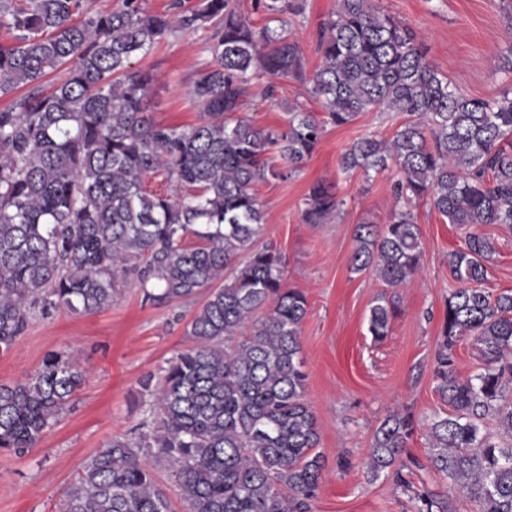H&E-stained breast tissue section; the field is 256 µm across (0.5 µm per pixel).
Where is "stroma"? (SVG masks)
Masks as SVG:
<instances>
[{
  "mask_svg": "<svg viewBox=\"0 0 512 512\" xmlns=\"http://www.w3.org/2000/svg\"><path fill=\"white\" fill-rule=\"evenodd\" d=\"M384 13L412 27L429 48V58L452 84L475 97L494 99L512 90V0H374ZM338 0H303L300 14L287 17L307 69L319 61V32L334 16ZM207 29L185 31L160 44L144 59L156 74L148 97L161 123L191 125L201 107L190 93L191 78L209 62ZM276 101L256 98L244 116L263 130L283 127L287 107L321 112L318 100L296 80L278 83ZM405 120L398 112H364L351 123L326 126L312 157L285 179L258 183L265 215L261 243L275 245L287 262V284L301 290L308 313L300 336L305 398L319 427L325 471L313 512H418L415 494L441 495L448 512H476V505L430 469V424L450 415L433 375L445 301L456 283L448 255L464 244L461 228L430 204L412 211L421 230L420 270L400 291L399 312L383 341L367 331L371 306L386 287L374 271L351 272L357 224H387L396 206V169L364 175L345 172L341 154L358 138L393 136ZM318 181L332 185L342 205L324 224H306L303 200ZM479 230L495 253L485 286L512 291V228L483 224ZM208 295L200 290L167 307L144 303L132 279H125L112 306L87 315L54 310L33 314L9 351L0 352V383L10 384L40 369L48 354L77 358L87 380L69 410L24 454L0 451V512H62L65 495L87 461L112 438L148 432L153 414L138 382L161 375L167 361L190 346L187 325ZM412 413L415 431L401 460L411 466V490L392 475H373L368 448L375 429L390 413Z\"/></svg>",
  "mask_w": 512,
  "mask_h": 512,
  "instance_id": "1",
  "label": "stroma"
}]
</instances>
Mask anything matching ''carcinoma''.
<instances>
[{
	"instance_id": "carcinoma-1",
	"label": "carcinoma",
	"mask_w": 512,
	"mask_h": 512,
	"mask_svg": "<svg viewBox=\"0 0 512 512\" xmlns=\"http://www.w3.org/2000/svg\"><path fill=\"white\" fill-rule=\"evenodd\" d=\"M256 8L287 15L301 4L256 0ZM201 27L210 30L212 60L193 74L191 94L203 115L186 127L159 123L147 107L155 74L131 64L172 34ZM0 29L8 36L0 96L26 89L0 108V350L37 308L90 314L112 306L119 273L134 276L143 300L159 307L224 280L188 324L193 345L157 381L140 382L152 398L150 432L108 442L69 488L64 512H170L153 462L175 478L184 512H310L325 460L305 399L308 302L287 286L281 251L256 245L264 213L254 185L300 169L325 124L374 109L406 120L391 139L353 142L340 166L366 174L395 166L402 206L381 229L357 225L351 271L372 269L392 289L408 283L424 254L411 209L420 200L468 229L448 257L459 288L445 303L434 368L435 391L453 415L432 424L429 461L477 512H512V448L481 429L491 416L512 431V293L481 288L495 248L474 231L512 227L509 93L484 99L451 85L422 38L373 0H339L309 76L290 33L252 26L237 0L191 8L178 0L164 12L122 0L96 13L83 11L82 0H0ZM61 66L64 80L44 87ZM263 77L268 99L279 80L310 84L326 119L290 106L283 129L255 127L239 113L251 104L252 80ZM160 174L172 186L167 194L146 188ZM339 205L318 182L302 219L323 224ZM190 235L198 244H186ZM397 313L396 295L377 298L368 318L374 340L388 336ZM464 337L483 360L468 377L452 368ZM86 378L77 360L52 353L28 378L0 383V450L35 447ZM413 432L409 414L382 421L369 448L372 470L393 466ZM417 499L418 512L448 510L432 492Z\"/></svg>"
}]
</instances>
